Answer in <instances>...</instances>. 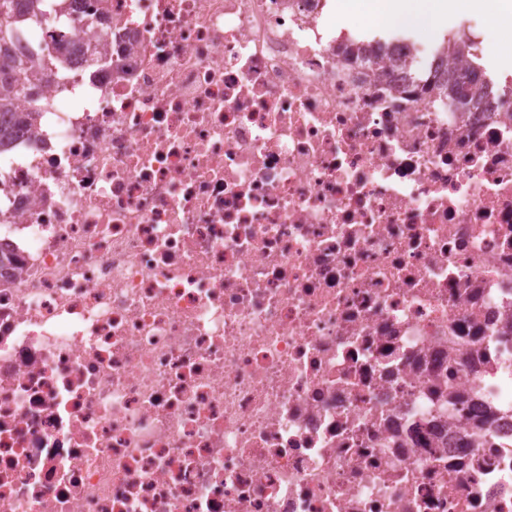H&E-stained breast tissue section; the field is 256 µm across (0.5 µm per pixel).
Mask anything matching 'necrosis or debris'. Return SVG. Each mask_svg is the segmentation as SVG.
Instances as JSON below:
<instances>
[{
	"mask_svg": "<svg viewBox=\"0 0 512 512\" xmlns=\"http://www.w3.org/2000/svg\"><path fill=\"white\" fill-rule=\"evenodd\" d=\"M0 154V512H512V99L328 0H64Z\"/></svg>",
	"mask_w": 512,
	"mask_h": 512,
	"instance_id": "1",
	"label": "necrosis or debris"
}]
</instances>
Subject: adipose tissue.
<instances>
[{
	"label": "adipose tissue",
	"instance_id": "adipose-tissue-1",
	"mask_svg": "<svg viewBox=\"0 0 512 512\" xmlns=\"http://www.w3.org/2000/svg\"><path fill=\"white\" fill-rule=\"evenodd\" d=\"M484 0H340L341 8L369 10L381 21L400 22L427 29L438 27L443 11L460 5L483 6Z\"/></svg>",
	"mask_w": 512,
	"mask_h": 512
}]
</instances>
